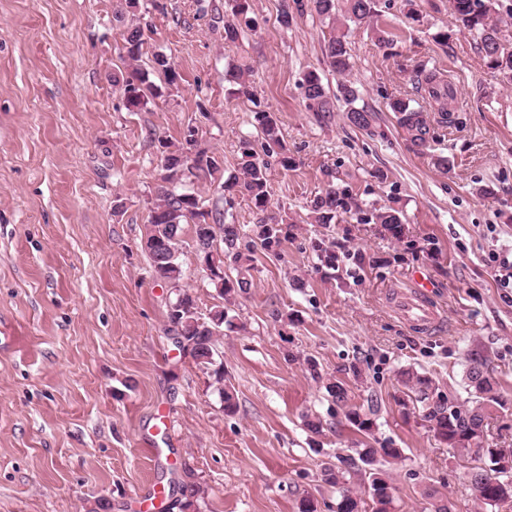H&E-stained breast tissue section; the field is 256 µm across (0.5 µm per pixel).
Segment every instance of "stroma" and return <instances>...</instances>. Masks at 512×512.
<instances>
[{
  "label": "stroma",
  "mask_w": 512,
  "mask_h": 512,
  "mask_svg": "<svg viewBox=\"0 0 512 512\" xmlns=\"http://www.w3.org/2000/svg\"><path fill=\"white\" fill-rule=\"evenodd\" d=\"M163 2L159 12L140 0L138 65L162 83L153 57L163 54L182 81L131 112L112 85L127 69L124 0H0V512H139L153 482L176 500L186 465L208 489L199 512H299L306 497L336 512L324 469L367 445L404 453L387 467L393 512H512L479 501L475 460L407 405L401 377L427 376L432 399L460 403L480 357L498 399L485 444L512 448V285L496 276L512 256V84L488 68L452 0H376L349 35L343 76L327 63L330 29L314 10L285 28L282 0H251L229 43L224 0ZM421 67L444 71L460 103L428 150L411 146L388 107L419 99ZM311 70L329 92L352 84L371 130L353 126L341 100L323 117L309 110L299 83ZM239 74L294 160L271 163L262 210L224 189L240 172V140L257 136L251 103L234 95ZM191 125L219 169L184 190L240 234L272 216L290 226L279 253H255L251 286L230 305L196 263L192 225L181 233L183 286L201 312L230 309L216 359L236 391L233 414L176 347L166 318L175 294L142 245L158 142L180 144ZM332 185L401 210L403 237L354 213L312 223L308 202ZM314 237L335 244L337 272L318 269ZM418 276L444 316L428 334L395 306ZM330 382L345 401L328 396ZM372 398L367 437L345 413ZM308 414L323 423L317 452Z\"/></svg>",
  "instance_id": "stroma-1"
}]
</instances>
